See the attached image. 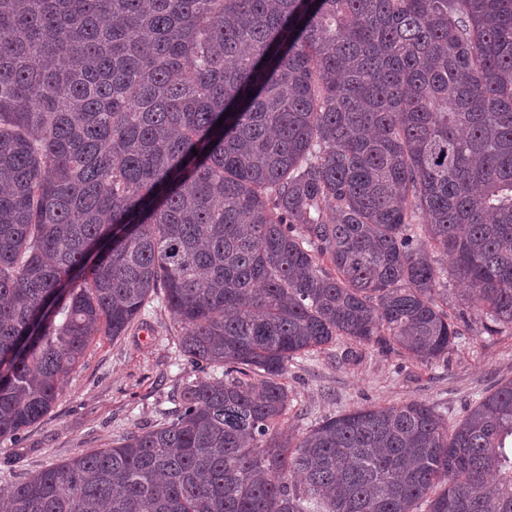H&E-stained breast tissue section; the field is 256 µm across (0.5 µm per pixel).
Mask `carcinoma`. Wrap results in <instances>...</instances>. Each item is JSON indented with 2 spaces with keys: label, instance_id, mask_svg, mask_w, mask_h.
I'll list each match as a JSON object with an SVG mask.
<instances>
[{
  "label": "carcinoma",
  "instance_id": "1",
  "mask_svg": "<svg viewBox=\"0 0 512 512\" xmlns=\"http://www.w3.org/2000/svg\"><path fill=\"white\" fill-rule=\"evenodd\" d=\"M159 295L222 376L10 512H512V379L300 436L283 382L512 329V0H0V438Z\"/></svg>",
  "mask_w": 512,
  "mask_h": 512
}]
</instances>
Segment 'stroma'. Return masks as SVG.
Segmentation results:
<instances>
[{"label": "stroma", "instance_id": "1", "mask_svg": "<svg viewBox=\"0 0 512 512\" xmlns=\"http://www.w3.org/2000/svg\"><path fill=\"white\" fill-rule=\"evenodd\" d=\"M177 339L174 316L160 297L125 336L95 338L51 412L17 437L0 440V488L76 454L112 447L128 433L162 421L177 407L186 383L199 376L179 355ZM341 351V345H332L289 363V430L302 433L366 405L413 400L452 422L482 393L512 379V330L491 337L466 333L447 358L428 365L371 346L346 364Z\"/></svg>", "mask_w": 512, "mask_h": 512}]
</instances>
